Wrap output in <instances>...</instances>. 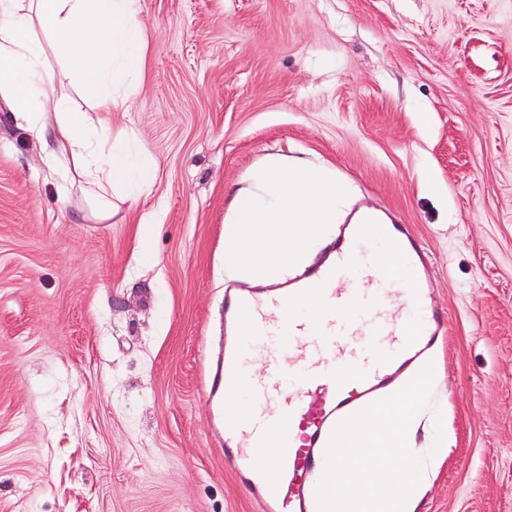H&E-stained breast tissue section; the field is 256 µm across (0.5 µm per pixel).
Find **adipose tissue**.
<instances>
[{
    "label": "adipose tissue",
    "mask_w": 512,
    "mask_h": 512,
    "mask_svg": "<svg viewBox=\"0 0 512 512\" xmlns=\"http://www.w3.org/2000/svg\"><path fill=\"white\" fill-rule=\"evenodd\" d=\"M143 0H0V103L31 137L52 139L45 162L60 168L62 190L88 191L93 216L110 220L115 201L149 194L157 163L105 121L70 107L71 84L108 112L123 104L145 68ZM61 62L47 65L48 56ZM264 193L243 195L224 228V264L267 282L303 266L311 242L335 223L342 185L329 173L271 166Z\"/></svg>",
    "instance_id": "ef3b65f1"
}]
</instances>
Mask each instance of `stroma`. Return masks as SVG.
Masks as SVG:
<instances>
[{
  "mask_svg": "<svg viewBox=\"0 0 512 512\" xmlns=\"http://www.w3.org/2000/svg\"><path fill=\"white\" fill-rule=\"evenodd\" d=\"M147 65L107 113L157 162L93 218L0 105V512H261L224 458V265L270 162L405 225L444 322L417 512H512V0H143ZM154 223L143 261L140 223Z\"/></svg>",
  "mask_w": 512,
  "mask_h": 512,
  "instance_id": "35a3bbf8",
  "label": "stroma"
}]
</instances>
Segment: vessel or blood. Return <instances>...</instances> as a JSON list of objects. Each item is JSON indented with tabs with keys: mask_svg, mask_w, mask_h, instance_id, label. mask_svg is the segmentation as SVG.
<instances>
[{
	"mask_svg": "<svg viewBox=\"0 0 512 512\" xmlns=\"http://www.w3.org/2000/svg\"><path fill=\"white\" fill-rule=\"evenodd\" d=\"M391 244L395 258L377 275V288H350L337 292L334 307L348 316L372 310L382 301L381 285L401 280L405 292L395 294L386 318L375 328L376 335L386 337L381 346H371L369 353L359 358L356 397L345 393L346 373L338 366L311 363L287 374H279L271 382L272 393L279 398L276 414L263 416L240 425L224 438L225 458L231 459L236 469L243 472L251 487L263 491L271 512H309L314 498L312 481L330 445V433L338 422L353 417L362 405L376 402L409 366L432 345L441 333V320L436 315L421 314L427 287L419 270V253L414 240L402 225L380 222L377 213H363L352 224L349 234L338 239L322 269L301 275L293 286L274 289L271 295L260 297L236 294L224 301L228 316L240 309H249L257 324L256 343H266L271 333L270 318H278L288 327L290 339L304 333L303 325L294 322L290 311L305 299L317 285L344 274L354 258L363 237ZM408 310L419 311L417 321L408 323L401 315ZM343 325H331L323 337L313 343L315 352L330 350L345 358L355 357L344 340ZM279 428L281 454L277 460V479L267 485L266 473L249 456L238 457L236 447L260 448L266 443L270 425Z\"/></svg>",
	"mask_w": 512,
	"mask_h": 512,
	"instance_id": "vessel-or-blood-1",
	"label": "vessel or blood"
}]
</instances>
